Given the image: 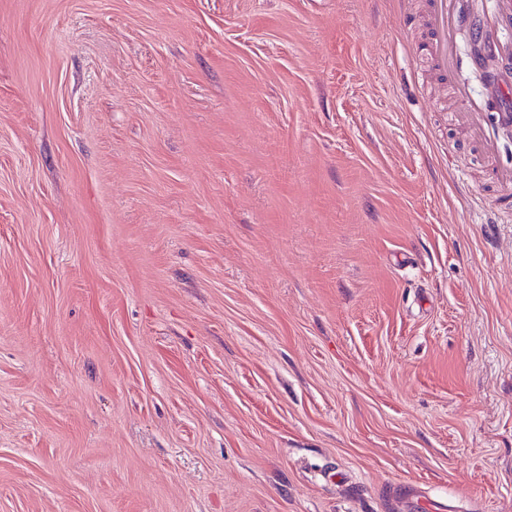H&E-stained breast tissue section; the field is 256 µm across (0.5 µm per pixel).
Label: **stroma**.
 I'll return each instance as SVG.
<instances>
[{
	"label": "stroma",
	"instance_id": "1",
	"mask_svg": "<svg viewBox=\"0 0 512 512\" xmlns=\"http://www.w3.org/2000/svg\"><path fill=\"white\" fill-rule=\"evenodd\" d=\"M493 8L0 0V512H512ZM428 36L418 46V52L434 77L442 79L448 73V0H425Z\"/></svg>",
	"mask_w": 512,
	"mask_h": 512
}]
</instances>
